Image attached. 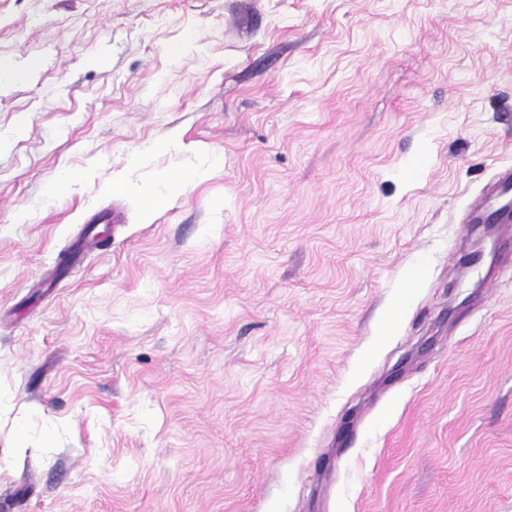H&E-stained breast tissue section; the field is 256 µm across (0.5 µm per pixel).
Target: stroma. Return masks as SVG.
<instances>
[{
  "label": "stroma",
  "instance_id": "1",
  "mask_svg": "<svg viewBox=\"0 0 512 512\" xmlns=\"http://www.w3.org/2000/svg\"><path fill=\"white\" fill-rule=\"evenodd\" d=\"M0 59V512H512V0H0ZM494 189L483 198L481 205L463 218V224H511L512 211L503 197L512 189V167L497 174ZM199 177V171L196 169H184L175 176H160L156 183L139 187H132L142 197V206L145 215H150L152 211L166 198V195L173 193L186 185L195 181Z\"/></svg>",
  "mask_w": 512,
  "mask_h": 512
}]
</instances>
